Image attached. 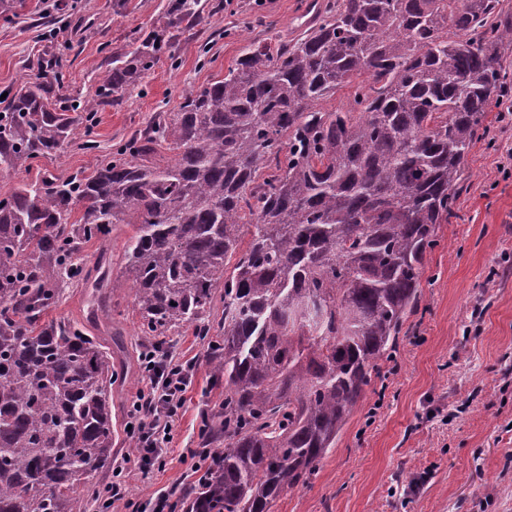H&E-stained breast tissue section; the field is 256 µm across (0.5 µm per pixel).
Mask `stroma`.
<instances>
[{
    "mask_svg": "<svg viewBox=\"0 0 512 512\" xmlns=\"http://www.w3.org/2000/svg\"><path fill=\"white\" fill-rule=\"evenodd\" d=\"M177 0H26L15 23L0 22V92L36 76L62 75L70 93L94 92L113 58L163 27ZM196 20L172 53L94 114L96 148L75 139L55 159L0 178V194L46 172L92 170L121 141L184 95L222 78L254 41L297 37L300 0H195ZM466 161L440 242L425 260L421 293L384 381L368 387L335 448L308 486L273 512H512V117L490 112ZM129 227L84 244L83 264L112 254V315L138 354L140 316L119 274ZM167 342L194 362L165 469L132 472L127 496L146 501L180 481L181 457L201 445L202 413L217 416L224 384L207 363L208 340L183 328ZM142 386L122 384L112 402L116 455L130 454L126 413Z\"/></svg>",
    "mask_w": 512,
    "mask_h": 512,
    "instance_id": "stroma-1",
    "label": "stroma"
}]
</instances>
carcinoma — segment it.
<instances>
[{"instance_id": "obj_1", "label": "carcinoma", "mask_w": 512, "mask_h": 512, "mask_svg": "<svg viewBox=\"0 0 512 512\" xmlns=\"http://www.w3.org/2000/svg\"><path fill=\"white\" fill-rule=\"evenodd\" d=\"M502 0H326L294 41L248 45L224 78L190 90L89 173H48L0 196V512H90L111 469L113 346L44 321L84 279L81 245L134 225L121 277L140 332L219 335L207 361L224 447L184 512H272L336 446L419 298L427 252L487 112L506 85ZM149 34L94 94L29 79L0 110V176L57 157L93 113L152 69ZM350 89L333 110L322 102ZM172 161H152L158 148ZM269 174H264V171ZM79 216H73L74 210ZM112 263L90 303L110 319Z\"/></svg>"}]
</instances>
